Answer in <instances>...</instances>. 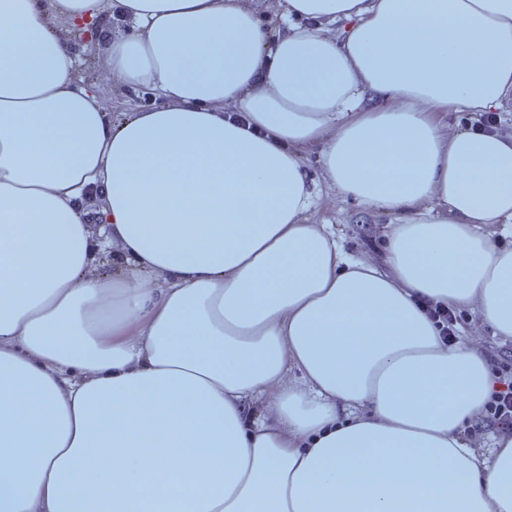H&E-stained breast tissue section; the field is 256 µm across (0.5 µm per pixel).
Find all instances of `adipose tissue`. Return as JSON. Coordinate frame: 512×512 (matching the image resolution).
<instances>
[{"label": "adipose tissue", "mask_w": 512, "mask_h": 512, "mask_svg": "<svg viewBox=\"0 0 512 512\" xmlns=\"http://www.w3.org/2000/svg\"><path fill=\"white\" fill-rule=\"evenodd\" d=\"M115 3L0 0V512H512L485 353L417 304L512 336V133L435 119L512 98V0ZM59 14L163 104L112 122ZM316 143L384 268L309 223ZM425 307H427L430 317L440 328L442 335L448 338V343H453L457 336L458 317L460 315L458 316L456 310L448 306L425 303ZM477 421H480V417L476 422ZM489 424L490 423L485 421L484 417H482L478 424L467 430V435L464 433L465 437L469 440L471 447L474 448L477 453L487 454L490 452L497 436L506 432L500 431L498 428Z\"/></svg>", "instance_id": "obj_1"}]
</instances>
